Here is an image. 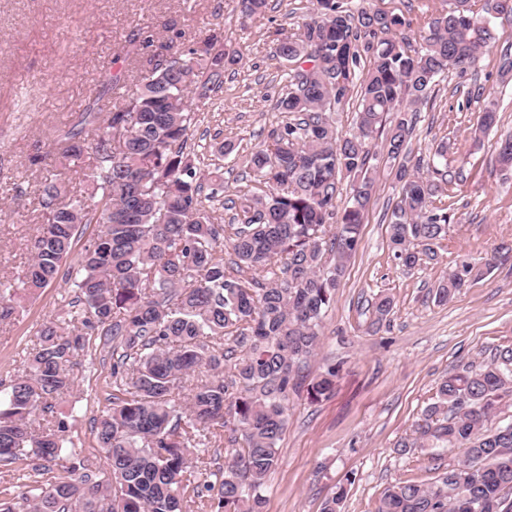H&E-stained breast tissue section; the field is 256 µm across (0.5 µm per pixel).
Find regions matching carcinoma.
<instances>
[{"label":"carcinoma","mask_w":512,"mask_h":512,"mask_svg":"<svg viewBox=\"0 0 512 512\" xmlns=\"http://www.w3.org/2000/svg\"><path fill=\"white\" fill-rule=\"evenodd\" d=\"M267 6L239 0L247 18ZM491 10L512 14V0H453L413 52L404 35L412 20L352 0H316L296 35L276 39V56L294 68L275 109L293 119L272 129L269 143L248 160L267 192L229 199L234 215L227 225L201 211L205 181L186 152L188 98L210 99L231 62L222 50L220 59L211 57L218 36L174 50L181 65L155 64L130 94L123 92L126 72L100 74L101 86L119 95L112 112L104 117L88 104L58 136L81 189L70 191L46 170L34 191L43 224L30 264L21 278L0 279L2 321L59 278L80 228L101 225L67 272L78 295L65 304V317L42 325L23 373L0 390V462H57L66 472L28 486L27 512H264L288 391L319 346L323 316L359 244L376 181L372 142L383 134L385 165L399 183L389 245L398 264L412 269L436 257L452 223L440 168L448 144L437 146L432 163L411 156L418 112L444 72L475 67L493 40L485 17ZM351 97L358 100L357 131L341 138L331 112ZM498 124L489 101L473 142ZM491 159L512 169V134L496 142ZM345 177L349 205L329 238L326 224ZM226 241L236 257L231 270L224 266ZM511 251L503 245L464 263V273H448L435 299L448 302ZM245 270L251 278L238 276ZM92 334L112 349L113 394L95 426L110 473L105 482L86 472L72 478L85 465L68 446V421L55 411L74 389L73 359ZM229 339L239 356L225 348ZM335 384L330 366L307 394L318 401ZM507 392L512 347L448 373L398 447H464L458 466L472 469L477 485L456 490L448 474L428 485L398 483L376 512H512V422L487 428ZM226 428L239 435L240 447L215 481L196 480L192 459L224 440ZM354 480L346 477L323 512H340Z\"/></svg>","instance_id":"carcinoma-1"}]
</instances>
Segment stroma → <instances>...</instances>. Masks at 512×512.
I'll list each match as a JSON object with an SVG mask.
<instances>
[{"mask_svg": "<svg viewBox=\"0 0 512 512\" xmlns=\"http://www.w3.org/2000/svg\"><path fill=\"white\" fill-rule=\"evenodd\" d=\"M451 0H367V7L413 21L407 35L419 47L430 22ZM315 0H269L263 15L241 17L237 0H0V275L17 277L30 258L38 221L32 213L34 158L49 154L54 139L76 117L79 104L98 101L110 109L113 93L97 95L100 71L119 66L148 70L168 44H187L213 30L223 33L233 57L222 89L196 106L188 144L202 173L220 177L222 200H203L207 213L230 223L226 199L265 186L247 166L251 152L270 131L288 123L274 105L287 83L288 66L274 53L275 33H297ZM495 39L476 69L450 71L419 114L411 148L432 156L448 144L453 175V222L435 259L408 270L393 259L384 220L399 184L382 160L360 226V246L347 263L336 298L322 325L320 347L303 368L306 381L336 366V390L313 403L303 386L288 395L289 417L277 467L266 481L265 512H322L325 502L354 475L342 512H375L389 486L431 483L465 454L461 448L398 449L411 435L438 383L459 365L489 359L512 347V260L469 283L448 302L435 299L442 277L463 257L480 259L502 245L512 247V171L493 166L500 133L512 130V79L499 75L504 49H512V15L489 13ZM499 105L500 123L482 145L470 132L482 99ZM232 143V154L222 152ZM75 296L65 278L22 303L0 324V382L22 371L27 348L41 324L62 314ZM393 301L376 321L378 297ZM73 397L61 402L70 436L91 471L105 465L94 435L112 391L110 354L99 336L88 337L77 357Z\"/></svg>", "mask_w": 512, "mask_h": 512, "instance_id": "35a3bbf8", "label": "stroma"}]
</instances>
